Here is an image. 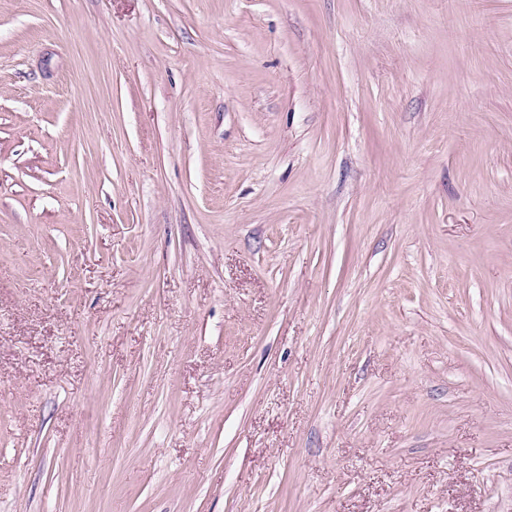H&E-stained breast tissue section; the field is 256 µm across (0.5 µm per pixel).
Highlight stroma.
<instances>
[{
  "mask_svg": "<svg viewBox=\"0 0 512 512\" xmlns=\"http://www.w3.org/2000/svg\"><path fill=\"white\" fill-rule=\"evenodd\" d=\"M0 512H512V0H0Z\"/></svg>",
  "mask_w": 512,
  "mask_h": 512,
  "instance_id": "35a3bbf8",
  "label": "stroma"
}]
</instances>
